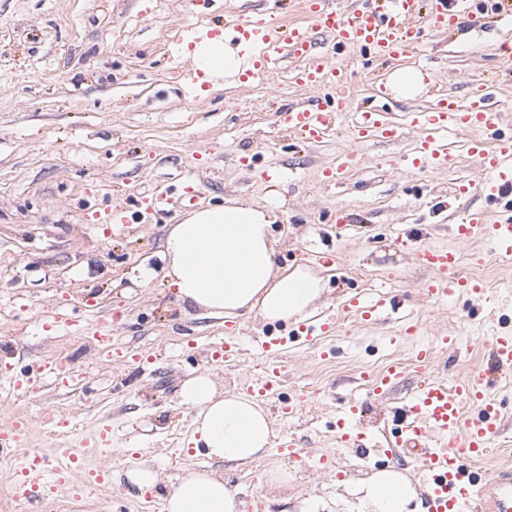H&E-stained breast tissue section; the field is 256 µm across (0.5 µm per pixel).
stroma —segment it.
I'll use <instances>...</instances> for the list:
<instances>
[{"mask_svg":"<svg viewBox=\"0 0 512 512\" xmlns=\"http://www.w3.org/2000/svg\"><path fill=\"white\" fill-rule=\"evenodd\" d=\"M262 10L286 22L304 20L299 0H213L205 8L191 0H0V379L36 359L67 361L81 374L69 389L0 388V423L29 417L32 447L55 465L64 436L40 416L57 411L86 442L84 469L112 468L110 486L92 492L82 509L63 490L48 491L56 512H137L145 499L159 500V492L145 494L126 482V467L117 461L126 451L139 453L167 484L187 468L218 472L239 496L258 501L256 512H303L312 501L323 512H358L352 484L406 465L402 449L388 444L399 424L393 409L418 379L415 349L433 341V375L455 382L487 354L493 327L483 320L486 306L512 315V266L484 242H462L453 232L463 213L488 207L483 196L457 192L460 183L481 177L467 151L471 132L454 135L447 168L411 172L401 160L412 154L418 134L403 127L397 141L362 145L358 165L333 185L320 172L348 147L345 131L302 147L279 116L291 104L331 99L332 90L297 87L285 69L248 87L217 77L200 98L181 97L189 79L174 59L182 26L205 30L224 13ZM503 43H512V26L480 29L466 21L405 58L365 59L352 75L354 104L396 119L425 108V93L371 96L377 79L416 68L431 73L437 91L467 102L472 84L493 72L494 50ZM269 166L280 172L270 183L261 176ZM189 170L196 208L240 201L274 216L277 265L312 263L325 283L317 315L336 313L357 294L392 301L369 323L340 320L321 346L289 349L281 398H301L302 406L291 417H272L273 449L245 466L193 448L194 412L181 405L179 390L207 371L219 387L236 391L243 377L260 372L256 344L289 335L290 325L184 308L158 270L163 239L185 210L141 214L137 229L125 234L97 219L114 193L134 211L156 180ZM342 214L347 224H338ZM401 232L421 247L456 249L462 277L482 282L484 302L429 299L428 271L394 244ZM91 298L111 310L114 343L155 354V361L99 358L96 329L86 324ZM57 311L85 331L56 327L50 316ZM229 332L245 352L227 366L207 358L205 348ZM447 334L463 336L468 351L453 357L437 347ZM394 363L403 364L405 375L390 396H369L364 373ZM353 394L365 402L356 429L375 433L376 447L336 441V421ZM494 395L504 403L505 430L477 463L487 473L512 466V377L502 376ZM289 435L302 442L309 466L278 453L276 442ZM279 469L288 471L287 484L270 480Z\"/></svg>","mask_w":512,"mask_h":512,"instance_id":"obj_1","label":"stroma"}]
</instances>
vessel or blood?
Returning <instances> with one entry per match:
<instances>
[{"mask_svg":"<svg viewBox=\"0 0 512 512\" xmlns=\"http://www.w3.org/2000/svg\"><path fill=\"white\" fill-rule=\"evenodd\" d=\"M477 2L352 0L344 8L338 0H301L305 17L301 24L277 23L272 16L253 15L205 32L187 25L182 33L192 46L205 41L233 48L250 47L245 64L236 74L239 83L273 76L292 61L296 64L291 72L294 84L334 90L331 103H297L281 115L286 131L302 145L320 143L338 125H345L353 147L342 154L336 166L322 169V180L331 183L357 164L358 145L371 139L394 141L401 133L400 126L378 109L351 110L354 91L350 69L347 64L332 60V53L353 49L375 59L398 58L420 44L426 33L448 32L460 20L483 26L487 16L475 12ZM491 101L490 88L482 83L472 88L467 106H460L454 96L444 94L432 97L425 109L410 113L408 123L417 130L418 139L413 153L403 160V167L447 168V136L469 130L473 137L468 151L486 177L479 183L462 185V192L475 190L495 202L512 197V134L501 131ZM185 202L184 193L162 182L147 204L149 208L171 212L183 208ZM454 232L462 242H488L501 260L512 262V217H501L493 210L465 215ZM413 255L416 263L431 274L425 292L432 300L463 297L476 301L483 296L480 281L458 276L455 250L421 247ZM336 324L335 318L327 317L298 325L291 336L263 340L261 374L242 384V394L261 402L275 401L274 411L280 417L296 413L299 402L283 405L277 401L288 374L284 351L289 342H311L331 335ZM487 351L485 362L451 386L431 375L430 349L421 346L415 352V369L421 381L410 399L396 410L402 424L397 445L427 481L429 512H512V467L491 476L474 466L500 432L502 405L489 390L496 377L512 372V329L494 333ZM403 375L400 366H390L372 381L374 396L385 397ZM47 377L67 387L79 374L59 364L42 362L28 371L26 382L33 386ZM31 431L30 421L20 417L0 425V460L12 463L10 494L16 503L28 507L37 504L42 489L47 487L63 489L79 499L109 486L107 469L83 471L82 457L72 439L62 450L64 464L47 466L39 451L27 445Z\"/></svg>","mask_w":512,"mask_h":512,"instance_id":"obj_1","label":"vessel or blood"}]
</instances>
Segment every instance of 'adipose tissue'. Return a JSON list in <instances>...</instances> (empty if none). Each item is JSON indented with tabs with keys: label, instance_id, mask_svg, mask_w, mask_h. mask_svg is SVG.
I'll return each mask as SVG.
<instances>
[{
	"label": "adipose tissue",
	"instance_id": "ef3b65f1",
	"mask_svg": "<svg viewBox=\"0 0 512 512\" xmlns=\"http://www.w3.org/2000/svg\"><path fill=\"white\" fill-rule=\"evenodd\" d=\"M165 273L178 297L214 316L252 311L266 321L305 317L324 291L321 277L298 267L278 271L265 212L240 202L208 206L173 225L163 242ZM180 402L195 412L189 439L218 461L245 465L270 446V421L253 399L220 394L209 374L188 378ZM359 512H422L416 485L395 468L374 473L352 489ZM163 512H239L236 492L223 476L187 469L163 498Z\"/></svg>",
	"mask_w": 512,
	"mask_h": 512
}]
</instances>
